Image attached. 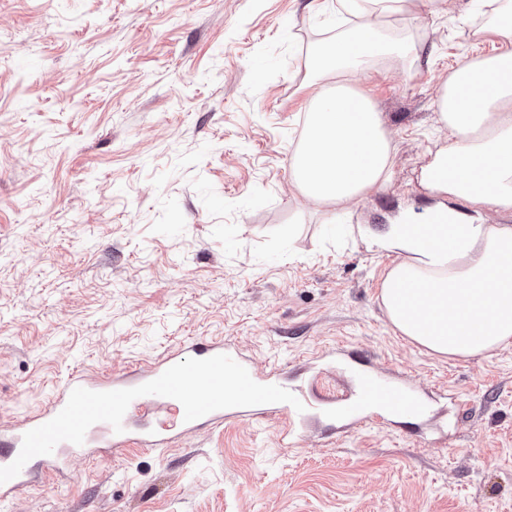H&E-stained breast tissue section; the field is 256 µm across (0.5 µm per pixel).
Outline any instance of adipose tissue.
<instances>
[{"mask_svg": "<svg viewBox=\"0 0 512 512\" xmlns=\"http://www.w3.org/2000/svg\"><path fill=\"white\" fill-rule=\"evenodd\" d=\"M351 25L324 37L309 66L301 141L291 157V187L332 213L348 211L394 176V138L359 77L385 62L413 67L410 35L388 36L386 16L410 15L408 0H337ZM483 17L478 33L500 52L460 62L441 78L432 106L447 130L422 171L437 197L426 220L404 213L391 224H360L369 249L397 254L381 298L391 325L429 351L454 358L487 355L512 344V0H468L459 18ZM463 200L471 212L456 210Z\"/></svg>", "mask_w": 512, "mask_h": 512, "instance_id": "obj_1", "label": "adipose tissue"}]
</instances>
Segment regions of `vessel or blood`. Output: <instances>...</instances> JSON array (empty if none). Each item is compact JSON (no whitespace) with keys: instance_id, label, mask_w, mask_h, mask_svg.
<instances>
[{"instance_id":"b4317fda","label":"vessel or blood","mask_w":512,"mask_h":512,"mask_svg":"<svg viewBox=\"0 0 512 512\" xmlns=\"http://www.w3.org/2000/svg\"><path fill=\"white\" fill-rule=\"evenodd\" d=\"M218 354L237 357L232 342L212 340H187L179 347L145 366H135L122 374L99 373L89 375L77 372L58 388L53 398L34 414L22 420L0 426V467L11 464L17 457L24 434L55 417L66 405L74 388L104 392L140 386L159 377L169 367L187 358L205 359ZM359 387L356 393L333 398L323 405L328 418H338L361 428L374 417H393L422 414L426 405L406 382L372 374L367 370L357 374ZM269 405L232 407L213 411L193 421H185L184 409L175 399L147 395L135 398L123 417L122 432H115L111 425L99 422L86 432L83 444L59 443L49 455L34 457L21 472L6 483L0 484V499L14 496L28 486L33 470L54 475L66 471L73 459L84 457L92 460L107 459L133 448H156L166 444L173 435L195 430L204 425L217 426L233 416L265 415Z\"/></svg>"}]
</instances>
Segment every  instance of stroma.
<instances>
[{
	"mask_svg": "<svg viewBox=\"0 0 512 512\" xmlns=\"http://www.w3.org/2000/svg\"><path fill=\"white\" fill-rule=\"evenodd\" d=\"M310 0H0V425L77 369L124 372L186 337L233 342L289 386L350 390L359 356L430 411L340 431L313 412L231 420L167 447L76 459L0 512H512V345L467 360L390 324L393 255L352 239L434 200L420 172L447 137L433 88L495 53L457 14L413 5L412 73L361 86L396 142L393 180L331 219L291 192L315 38ZM472 406L449 421L444 392Z\"/></svg>",
	"mask_w": 512,
	"mask_h": 512,
	"instance_id": "35a3bbf8",
	"label": "stroma"
}]
</instances>
